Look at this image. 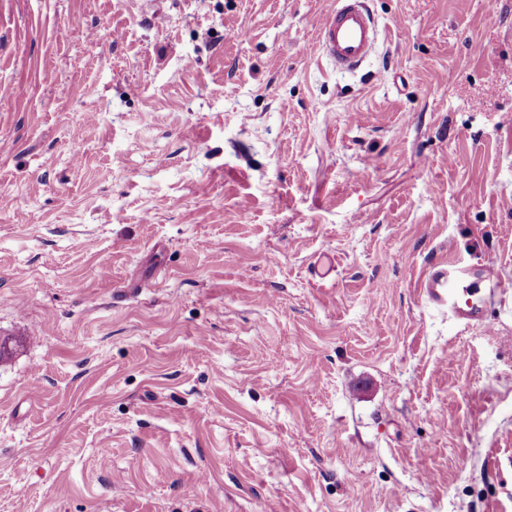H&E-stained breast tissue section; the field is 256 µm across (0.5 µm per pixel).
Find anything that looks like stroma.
I'll return each mask as SVG.
<instances>
[{
  "mask_svg": "<svg viewBox=\"0 0 512 512\" xmlns=\"http://www.w3.org/2000/svg\"><path fill=\"white\" fill-rule=\"evenodd\" d=\"M334 2L0 0V512H512V0ZM375 40V23L365 1L336 0L322 19L317 49L336 68L357 71L367 61ZM420 288L428 303L447 309L461 326L468 328L482 323L489 304L495 297L510 294L512 285L498 280L489 267L462 266L448 257L425 273Z\"/></svg>",
  "mask_w": 512,
  "mask_h": 512,
  "instance_id": "stroma-1",
  "label": "stroma"
}]
</instances>
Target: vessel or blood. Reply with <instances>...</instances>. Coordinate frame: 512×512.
Wrapping results in <instances>:
<instances>
[{
	"label": "vessel or blood",
	"instance_id": "b4317fda",
	"mask_svg": "<svg viewBox=\"0 0 512 512\" xmlns=\"http://www.w3.org/2000/svg\"><path fill=\"white\" fill-rule=\"evenodd\" d=\"M375 40V23L364 0H336L322 19L317 49L336 68L355 71L365 64ZM420 288L428 303L448 310L464 327L482 323L493 299L512 292V285L498 280L491 268L463 266L452 257L427 271Z\"/></svg>",
	"mask_w": 512,
	"mask_h": 512
}]
</instances>
